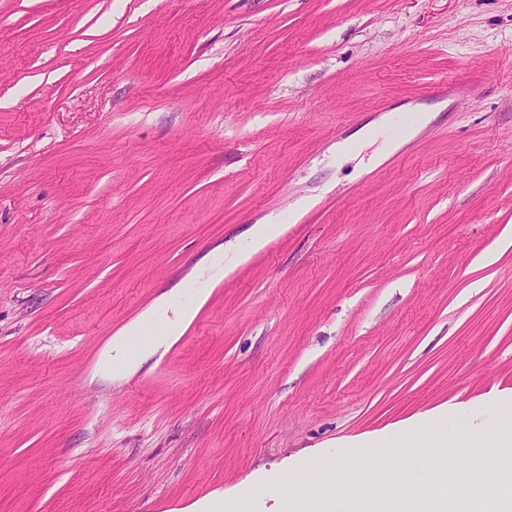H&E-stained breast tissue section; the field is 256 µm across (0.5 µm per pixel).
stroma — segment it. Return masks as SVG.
I'll list each match as a JSON object with an SVG mask.
<instances>
[{"mask_svg": "<svg viewBox=\"0 0 512 512\" xmlns=\"http://www.w3.org/2000/svg\"><path fill=\"white\" fill-rule=\"evenodd\" d=\"M508 418L512 0H0V512H483ZM167 312V305L162 304L156 312L144 321L132 324L123 336H116L111 339L100 360L101 370L109 373L116 364L123 362L128 365L136 358H132L128 351L129 340L132 337L141 338L139 353L143 350L157 351L168 340L173 339L180 326L190 317L191 312L189 309L175 310L173 311V317H169ZM156 322H161L164 330L158 334H151L149 328Z\"/></svg>", "mask_w": 512, "mask_h": 512, "instance_id": "stroma-1", "label": "stroma"}]
</instances>
